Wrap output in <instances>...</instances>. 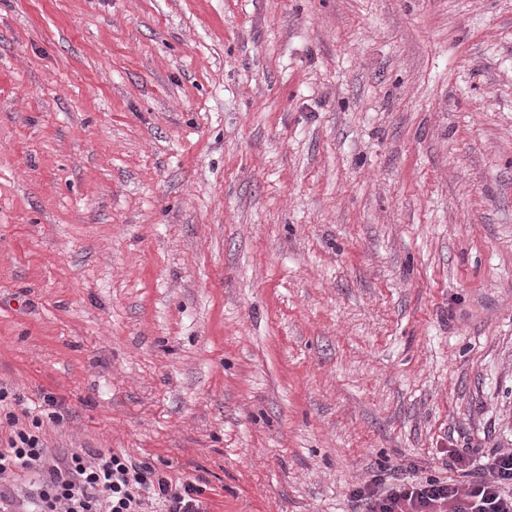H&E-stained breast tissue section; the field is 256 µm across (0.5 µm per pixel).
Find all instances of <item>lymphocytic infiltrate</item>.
<instances>
[{"label": "lymphocytic infiltrate", "mask_w": 512, "mask_h": 512, "mask_svg": "<svg viewBox=\"0 0 512 512\" xmlns=\"http://www.w3.org/2000/svg\"><path fill=\"white\" fill-rule=\"evenodd\" d=\"M22 398L0 385V409L8 433L0 436V479H29L31 493L15 501L0 497V512H207L202 486L165 476L149 463L109 450L72 451L56 465L48 464L42 435L44 419L21 425L14 413ZM450 458L467 486L428 478L393 483L383 489L365 485L351 497L362 512H512V449L498 452L484 464L459 451Z\"/></svg>", "instance_id": "obj_1"}]
</instances>
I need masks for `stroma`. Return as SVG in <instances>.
Returning a JSON list of instances; mask_svg holds the SVG:
<instances>
[{
    "mask_svg": "<svg viewBox=\"0 0 512 512\" xmlns=\"http://www.w3.org/2000/svg\"><path fill=\"white\" fill-rule=\"evenodd\" d=\"M0 383L208 512L512 448V0H0Z\"/></svg>",
    "mask_w": 512,
    "mask_h": 512,
    "instance_id": "obj_1",
    "label": "stroma"
}]
</instances>
